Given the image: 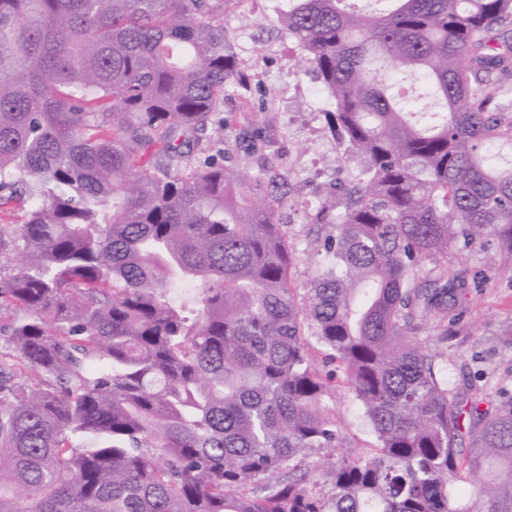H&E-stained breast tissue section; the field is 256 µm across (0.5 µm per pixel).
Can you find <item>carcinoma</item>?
<instances>
[{"label": "carcinoma", "mask_w": 512, "mask_h": 512, "mask_svg": "<svg viewBox=\"0 0 512 512\" xmlns=\"http://www.w3.org/2000/svg\"><path fill=\"white\" fill-rule=\"evenodd\" d=\"M233 2L0 0V512H512V393L481 409L417 339H448L458 241L512 251V0L279 17L361 162L305 301L287 177L213 158ZM338 389L374 437L347 456Z\"/></svg>", "instance_id": "obj_1"}]
</instances>
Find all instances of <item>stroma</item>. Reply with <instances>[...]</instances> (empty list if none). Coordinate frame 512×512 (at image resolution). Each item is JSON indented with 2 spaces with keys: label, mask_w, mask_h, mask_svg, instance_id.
<instances>
[{
  "label": "stroma",
  "mask_w": 512,
  "mask_h": 512,
  "mask_svg": "<svg viewBox=\"0 0 512 512\" xmlns=\"http://www.w3.org/2000/svg\"><path fill=\"white\" fill-rule=\"evenodd\" d=\"M288 0H238L224 14V27L251 90L239 96L235 87L224 95L225 164L256 167L257 158L243 152L239 139L255 137L264 154L288 175L290 188L279 201V213L296 256L293 281L305 291L318 273L324 252L309 214L322 191L357 174L358 159L345 154L326 128L328 101L321 86L297 63V47L282 32L277 16ZM449 273H463L467 288L459 296V322L438 342L448 382L461 392L477 388L488 395L512 390V252L490 237L457 245L448 253ZM348 451L368 446L371 434L349 396L332 398Z\"/></svg>",
  "instance_id": "1"
}]
</instances>
